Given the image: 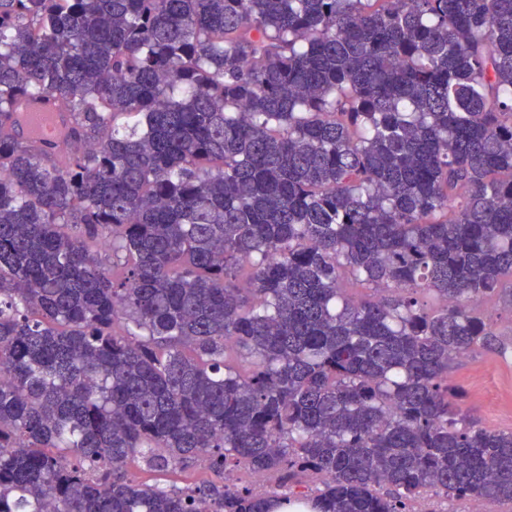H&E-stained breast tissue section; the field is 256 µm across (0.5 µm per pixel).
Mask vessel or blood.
<instances>
[{
  "label": "vessel or blood",
  "instance_id": "vessel-or-blood-1",
  "mask_svg": "<svg viewBox=\"0 0 512 512\" xmlns=\"http://www.w3.org/2000/svg\"><path fill=\"white\" fill-rule=\"evenodd\" d=\"M20 134L30 144L63 146L70 135L71 117L58 103L27 98L19 105Z\"/></svg>",
  "mask_w": 512,
  "mask_h": 512
}]
</instances>
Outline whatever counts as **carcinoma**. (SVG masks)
<instances>
[{
	"label": "carcinoma",
	"mask_w": 512,
	"mask_h": 512,
	"mask_svg": "<svg viewBox=\"0 0 512 512\" xmlns=\"http://www.w3.org/2000/svg\"><path fill=\"white\" fill-rule=\"evenodd\" d=\"M507 280L512 0H0V512L512 503L448 384ZM20 134L30 144L62 147L69 139L71 117L58 103L45 98H27L18 109ZM128 469L131 473H133L140 481L144 483H177V484H185V483H200L202 481L213 478V474L204 468L203 466H196L191 470L181 472H169L165 474L153 473L147 470H144L141 463L137 460L132 461Z\"/></svg>",
	"instance_id": "obj_1"
}]
</instances>
